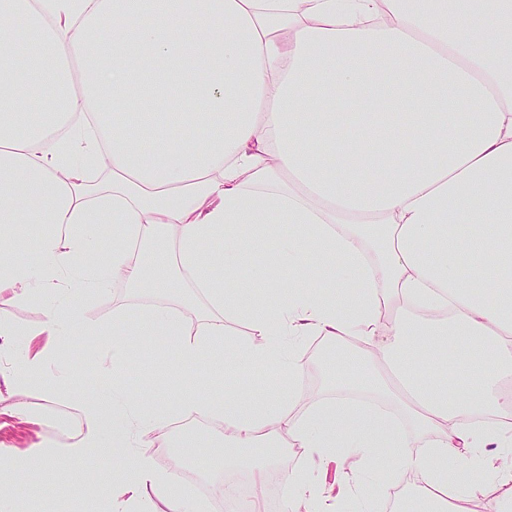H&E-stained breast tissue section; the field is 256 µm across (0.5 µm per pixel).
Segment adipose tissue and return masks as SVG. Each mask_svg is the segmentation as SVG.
<instances>
[{"instance_id":"adipose-tissue-1","label":"adipose tissue","mask_w":512,"mask_h":512,"mask_svg":"<svg viewBox=\"0 0 512 512\" xmlns=\"http://www.w3.org/2000/svg\"><path fill=\"white\" fill-rule=\"evenodd\" d=\"M95 170L109 182L92 187ZM104 224L121 229L106 255ZM268 238L277 251L253 262ZM158 251L211 312L197 329L153 305L114 320L113 379L124 337L156 336L181 371L271 365L283 386L188 390L149 412L117 385L85 397L74 442L13 457L0 505L22 479L109 454L121 469L96 487L117 512H191L149 449L192 412L223 418L232 460L284 436L318 464L343 458L360 506L384 474L378 448L399 449L436 512H470L479 494L482 512L512 504L499 463L512 454V0H0V293L36 314L22 332L0 321V337L87 333L65 304L75 268L89 293L168 290L148 276ZM315 262L340 269L341 288L324 293ZM228 316L259 343L225 347ZM309 336L363 341L336 385L381 407L296 413ZM50 355L14 360L0 382L62 389Z\"/></svg>"}]
</instances>
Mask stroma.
<instances>
[{
	"label": "stroma",
	"instance_id": "obj_1",
	"mask_svg": "<svg viewBox=\"0 0 512 512\" xmlns=\"http://www.w3.org/2000/svg\"><path fill=\"white\" fill-rule=\"evenodd\" d=\"M147 304L170 305L189 318L208 311L206 300L196 296L191 288L175 287L170 293L154 294L133 288L111 287L76 301L75 314L94 323L96 333L59 342L57 358L50 361L48 369L52 372L59 369L70 372V378L60 395L50 398L41 391L27 389L0 392V444L16 452H37L49 440L46 429L51 413L77 418V402L112 381L111 376L101 375L100 369L112 359L114 314ZM128 349L134 353L136 363L126 374V387L132 391L149 389L160 399L171 397L175 392L170 380L171 366L176 362L173 348L159 339L146 341L132 336L128 339ZM316 352L315 341L311 338L304 340L298 349L304 367L301 386L315 402L336 396L332 374L326 365L316 362ZM205 423V428L197 430L198 444L189 450L187 457L173 456L172 448L179 435L172 431L168 432L166 438L156 441L152 454L160 470H178L191 500L204 502L208 512H220L218 490H201L192 471L185 467L186 461L202 459L206 461L210 473L219 474L226 470L221 445L224 425L212 417L206 418ZM378 454L385 462L386 483L392 489H402L403 494L397 499L392 498L390 493L375 498L368 512H428V504L419 499L413 476L400 469L397 450L382 448ZM111 467V456L104 455L97 458L85 474L64 482L51 484L39 477L28 478L19 487L21 502L18 512H109V505L86 502L82 494L97 473ZM288 469L314 474L317 493L328 498L334 512H350L349 503L336 496L338 482L347 471L342 461L336 460L316 469L309 463L303 449L294 448L288 455Z\"/></svg>",
	"mask_w": 512,
	"mask_h": 512
}]
</instances>
